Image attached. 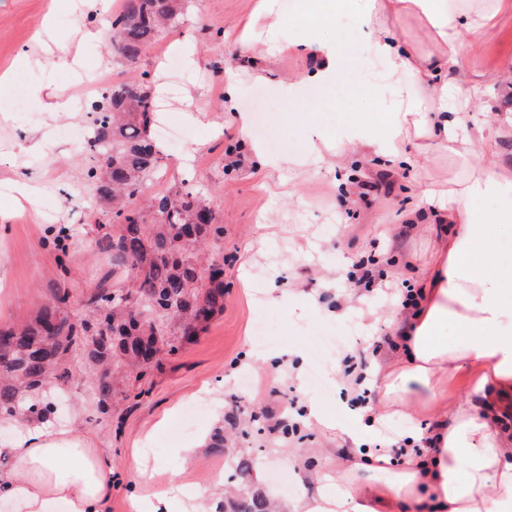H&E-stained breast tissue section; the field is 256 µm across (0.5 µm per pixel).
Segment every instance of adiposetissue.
I'll list each match as a JSON object with an SVG mask.
<instances>
[{"mask_svg":"<svg viewBox=\"0 0 512 512\" xmlns=\"http://www.w3.org/2000/svg\"><path fill=\"white\" fill-rule=\"evenodd\" d=\"M418 15L437 50L419 56L401 46L387 18ZM358 24L370 35V52L382 67L378 94L390 104L378 117L346 122L338 143L321 140L315 155L359 154L392 164L419 166L429 153L464 150L474 162L446 187H422L423 207L402 213L403 223L429 224L438 249L421 270L416 314L391 312L389 326L400 336V358L381 367V409L372 427L391 419L404 423L403 437L418 443L402 465L390 453L347 459L334 490L298 504L295 512H376L386 503L436 512H512V255L500 239L512 223V162L504 143L512 128L489 114L465 126L458 101L472 102L480 86L463 88L459 76L469 49L490 38L498 16L459 12L447 0H362ZM276 52L308 54L317 61L314 81L330 82L348 63L341 37L325 35L320 19L309 20L302 36L275 44ZM497 204L495 214L480 201ZM456 327L461 337L444 331ZM473 377L466 397L448 394V379L460 368ZM436 419L422 433L417 418ZM10 444L12 467L0 472V500L15 512H104L112 496L111 459L84 439L51 422L19 423ZM385 473L382 486L359 479L360 470Z\"/></svg>","mask_w":512,"mask_h":512,"instance_id":"1","label":"adipose tissue"}]
</instances>
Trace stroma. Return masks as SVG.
<instances>
[{
    "instance_id": "35a3bbf8",
    "label": "stroma",
    "mask_w": 512,
    "mask_h": 512,
    "mask_svg": "<svg viewBox=\"0 0 512 512\" xmlns=\"http://www.w3.org/2000/svg\"><path fill=\"white\" fill-rule=\"evenodd\" d=\"M257 3L188 0L183 21L131 64L108 49L102 24L90 20L94 7L89 0H0V75L12 78L0 88V109L9 112L8 121L0 122V159L40 176L33 197L10 223H0V323L26 324L60 284L68 289L72 307L81 309L106 270L89 232L103 214L89 198L83 163L73 160V147L59 136L62 128L89 124L91 115L50 112L51 92L91 101L101 81L118 84L144 73L160 83L166 110L158 121L177 128L180 136L162 140V167L149 178L147 190L155 195L191 179L207 194L224 226V310L195 342L163 357L160 367L138 383V396L115 394L108 417L97 409L88 374L74 373L69 382L56 423L111 454L116 469L106 512H132L131 495H145L123 466L138 448L150 451L148 465L158 472L156 489L177 480L194 490L199 512H219L228 486L227 462L244 454L256 460L249 486L277 500L282 512L331 485L337 459L354 453L338 429L361 434L366 426L336 383L338 353L321 364L322 386L310 383L314 338L332 334L340 347L360 350L366 336H387L386 306L375 292L347 289V272L371 257L376 284L401 288L413 283L418 268L432 260L434 240L399 224L398 217L419 206L416 186L448 181L470 161L466 155L433 156L396 179L364 171L365 181L375 188L351 201L347 189L357 173L353 162L331 155L314 159L310 146L323 133L337 138L336 115L343 107L336 98L347 87L359 92L355 111L369 116L386 111L387 98L369 93L380 77L369 39L356 26L346 27L359 55L358 67L342 69L331 83H316L310 79L315 66L310 56L269 51L270 43L287 41L289 31L258 15ZM246 29L257 36L247 47L238 41ZM49 53L80 54L81 73L42 66L41 57ZM511 61L512 12L503 16L497 38L468 56L465 77L483 89L467 109L470 121H483L489 108L501 122L512 121V95L490 81ZM231 72L236 81L229 111L224 87ZM293 81L299 87L292 93L288 85ZM36 89L41 92L37 98L32 95ZM315 102L330 103L332 109L305 113V106ZM242 119L248 125L244 138L238 133ZM30 132L42 139L39 153L23 148V136ZM275 140L281 143L278 156L293 160L277 171L264 167L253 151L257 145L269 149ZM69 191L86 195L85 206L70 205L65 198ZM60 224L73 234L64 273L55 252L43 243ZM258 272L266 275L260 293L253 287ZM296 287L311 296V303L292 298L279 306L269 304V291ZM262 315L278 326L274 350L297 346L302 351L276 375L252 361L257 349L253 328ZM312 401L335 421V428L309 417ZM200 402L205 408L193 431L178 433L183 410ZM230 415L236 417L241 436L214 450L210 437ZM193 441L196 454L180 456L179 448Z\"/></svg>"
}]
</instances>
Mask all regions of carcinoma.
<instances>
[{
    "label": "carcinoma",
    "instance_id": "cac0c4a2",
    "mask_svg": "<svg viewBox=\"0 0 512 512\" xmlns=\"http://www.w3.org/2000/svg\"><path fill=\"white\" fill-rule=\"evenodd\" d=\"M186 0H123L109 38L117 55L136 61L166 30L176 26ZM155 99L138 79L108 87L93 106L96 144L87 169L99 209L107 220L95 225L94 245L111 266L89 298L87 310L69 311V294L58 291L21 327L0 325V420L42 422L54 414L47 388L82 369L90 372L98 407L107 412L119 377L156 367L195 341L224 309V270L201 272L222 227L210 200L193 181L144 196L146 181L159 171L162 151L151 136ZM106 166L96 164L99 157ZM154 208L151 220L142 215ZM68 273L71 238L61 228L45 241ZM260 490L233 493L221 512H272Z\"/></svg>",
    "mask_w": 512,
    "mask_h": 512
}]
</instances>
